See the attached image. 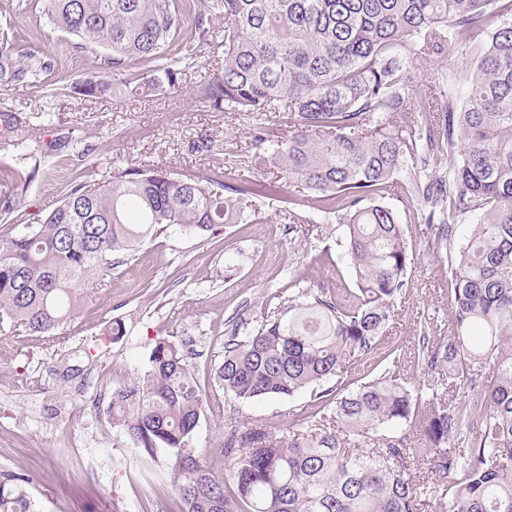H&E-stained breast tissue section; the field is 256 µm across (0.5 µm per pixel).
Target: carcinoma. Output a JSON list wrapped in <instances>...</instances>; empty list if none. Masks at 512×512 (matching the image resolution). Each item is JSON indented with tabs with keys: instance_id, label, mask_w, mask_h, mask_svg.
I'll return each instance as SVG.
<instances>
[{
	"instance_id": "1",
	"label": "carcinoma",
	"mask_w": 512,
	"mask_h": 512,
	"mask_svg": "<svg viewBox=\"0 0 512 512\" xmlns=\"http://www.w3.org/2000/svg\"><path fill=\"white\" fill-rule=\"evenodd\" d=\"M49 25L94 55L76 88L109 91L105 70L132 90L179 87L206 56L212 16H224V67L198 88L220 112H286L288 137L254 132L259 164L297 182L303 202L344 228L337 258L354 289L303 286L259 328L224 342L216 369L239 402L310 391L306 428L224 429L211 454L228 463L224 490L194 438L206 396L192 352L160 339L142 373L112 388L107 414L150 473L164 466L179 512H512V0H43ZM462 106L417 71L475 30ZM145 76H129L137 66ZM42 50L0 35V82L38 85ZM414 112L405 124L396 114ZM460 154H455L456 148ZM76 153L59 205L0 243V320L52 336L80 304L76 288L112 270L168 228L203 235L244 221L247 188L211 172L183 178L129 165L112 182L87 179ZM0 216L19 207L30 177L0 171ZM427 204L424 223L446 249L448 336L422 332L417 367L444 387L410 388L400 369L355 389L351 365L379 355L408 284L406 230L381 202L392 190ZM459 389L467 399L455 397ZM19 473L0 474V512H32Z\"/></svg>"
}]
</instances>
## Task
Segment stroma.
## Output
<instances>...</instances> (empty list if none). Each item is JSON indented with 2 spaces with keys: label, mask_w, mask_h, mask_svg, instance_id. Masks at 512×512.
<instances>
[{
  "label": "stroma",
  "mask_w": 512,
  "mask_h": 512,
  "mask_svg": "<svg viewBox=\"0 0 512 512\" xmlns=\"http://www.w3.org/2000/svg\"><path fill=\"white\" fill-rule=\"evenodd\" d=\"M40 6L41 0H0V30L19 45L40 47L54 63L45 84H0V120L18 117L29 147L21 156L0 137V168L35 175L20 210L0 218V239L58 204L78 139L92 147L83 165L95 182H111L114 168L130 163L187 177L221 171L250 188L244 210L261 218L210 236L175 229L160 235L82 287L83 304L56 335L0 324V472L30 477L35 512H177L171 488L144 478L128 439L113 427L106 412L113 386L141 371L156 339L182 342L193 352L192 372L207 395L195 438L199 453L219 447L228 423L260 421L285 431L309 414L308 393L233 400L214 379L224 342L239 320L257 328L268 305L287 296L289 271L331 289L352 287L353 279L336 257L337 224L310 223V210L296 204V185L284 182L270 192V177L258 164L255 128L286 136L287 113L218 112L196 98L198 86L223 65V19H214L207 56L183 71L178 89L133 94L120 87L87 98L73 88L89 54L73 36L40 21ZM474 61L471 48L450 44L420 77L439 79L442 91L462 103ZM47 111L49 125L42 119ZM205 133L217 149L191 152L190 143ZM385 202L412 236L409 286L384 338L407 358L423 326L448 317L447 262L429 241L420 198L389 195ZM115 321L126 328L119 340L110 333Z\"/></svg>",
  "instance_id": "1"
}]
</instances>
